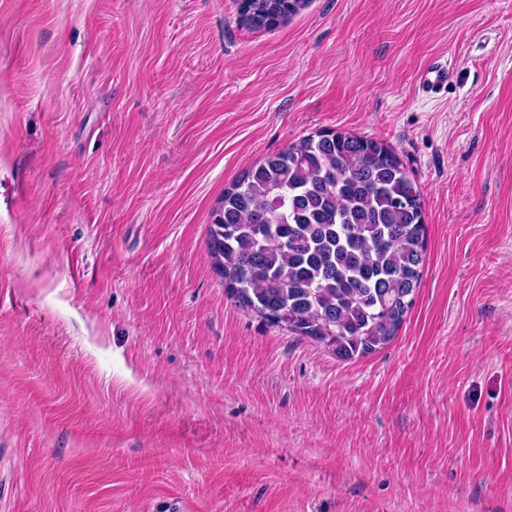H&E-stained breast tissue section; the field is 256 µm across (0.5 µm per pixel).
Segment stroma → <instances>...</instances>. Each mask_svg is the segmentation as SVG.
Segmentation results:
<instances>
[{
	"label": "stroma",
	"mask_w": 512,
	"mask_h": 512,
	"mask_svg": "<svg viewBox=\"0 0 512 512\" xmlns=\"http://www.w3.org/2000/svg\"><path fill=\"white\" fill-rule=\"evenodd\" d=\"M452 76L434 93V61ZM322 129L423 197L398 336L341 361L212 267ZM0 512H512V0H0ZM237 2L240 17L246 25L256 30H272L285 19L304 9L309 0H239ZM284 10L288 11V15L277 20ZM448 78V65L440 61L432 62L422 75V90L432 92L434 89L445 85L448 82Z\"/></svg>",
	"instance_id": "35a3bbf8"
}]
</instances>
